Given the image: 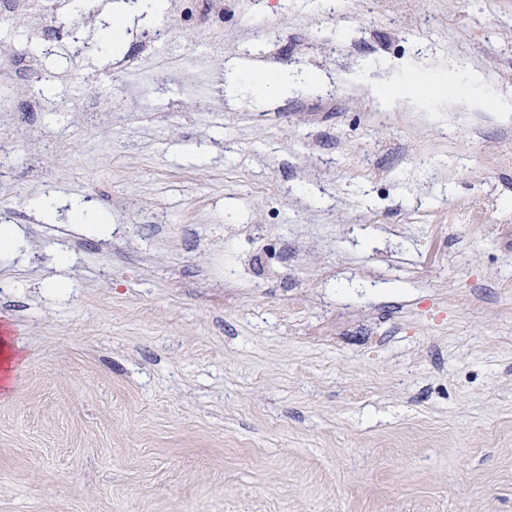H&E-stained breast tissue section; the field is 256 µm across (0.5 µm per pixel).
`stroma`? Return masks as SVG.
<instances>
[{"instance_id":"1","label":"stroma","mask_w":512,"mask_h":512,"mask_svg":"<svg viewBox=\"0 0 512 512\" xmlns=\"http://www.w3.org/2000/svg\"><path fill=\"white\" fill-rule=\"evenodd\" d=\"M106 2L0 6V512H512V0ZM160 0H137L131 4L124 2V0H117L107 6V14L116 17L124 18L132 21L134 17L146 14L154 15L160 7Z\"/></svg>"}]
</instances>
